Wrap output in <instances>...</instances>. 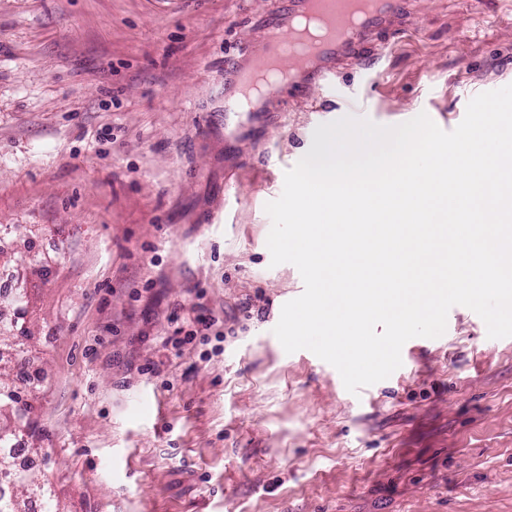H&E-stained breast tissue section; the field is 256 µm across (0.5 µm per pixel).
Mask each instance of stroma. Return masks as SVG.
<instances>
[{"instance_id":"35a3bbf8","label":"stroma","mask_w":512,"mask_h":512,"mask_svg":"<svg viewBox=\"0 0 512 512\" xmlns=\"http://www.w3.org/2000/svg\"><path fill=\"white\" fill-rule=\"evenodd\" d=\"M285 0H0V269L65 512H512V337L464 306L353 394L273 333L304 291L266 203L346 116L450 131L512 85V0H408L327 85L224 135ZM215 319L206 334L196 317ZM30 296L25 288H16L11 299L2 305L0 303V343L29 338L25 326L29 313ZM9 313V318L7 317Z\"/></svg>"}]
</instances>
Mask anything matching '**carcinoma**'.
<instances>
[{
    "instance_id": "1",
    "label": "carcinoma",
    "mask_w": 512,
    "mask_h": 512,
    "mask_svg": "<svg viewBox=\"0 0 512 512\" xmlns=\"http://www.w3.org/2000/svg\"><path fill=\"white\" fill-rule=\"evenodd\" d=\"M29 304L24 288L16 289L11 299L0 304V343L28 337L25 323ZM2 375L0 371V512H28L27 502L33 497L43 505V512H63L49 481L15 468L11 448L18 434L24 432L39 440L42 433L32 405L24 402L18 388L4 382Z\"/></svg>"
}]
</instances>
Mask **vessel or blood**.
<instances>
[{"label": "vessel or blood", "instance_id": "vessel-or-blood-1", "mask_svg": "<svg viewBox=\"0 0 512 512\" xmlns=\"http://www.w3.org/2000/svg\"><path fill=\"white\" fill-rule=\"evenodd\" d=\"M356 0H288V8L267 23L260 45H245L239 52L241 61L235 69L231 88L224 91V128L228 137H236L260 120L263 112L281 88L304 91L310 78L324 80L335 73L342 59H359L365 40L400 9L399 0H370L362 12H355ZM318 10L329 22L334 35L311 53H290L287 50L292 28L310 10ZM358 13V23L348 27L351 13ZM296 60L301 68L287 86L257 87L255 79L261 69L281 68L283 62Z\"/></svg>", "mask_w": 512, "mask_h": 512}]
</instances>
